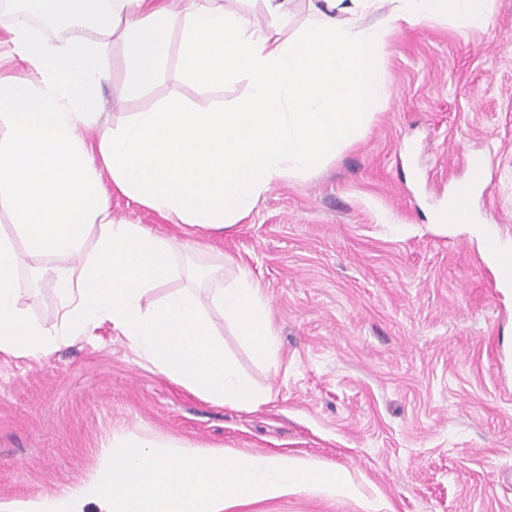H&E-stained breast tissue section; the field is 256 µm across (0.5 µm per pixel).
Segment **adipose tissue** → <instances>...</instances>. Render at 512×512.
I'll return each instance as SVG.
<instances>
[{
	"label": "adipose tissue",
	"mask_w": 512,
	"mask_h": 512,
	"mask_svg": "<svg viewBox=\"0 0 512 512\" xmlns=\"http://www.w3.org/2000/svg\"><path fill=\"white\" fill-rule=\"evenodd\" d=\"M268 20L255 27L223 0H24L12 30L20 58L37 81L0 77V207L26 244L0 237V353L43 357L49 329L17 305L26 286L23 255H68L59 276L70 338L111 321L149 368L197 395L252 409L267 394L241 376L193 298L172 294L153 310L145 293L176 274L182 243L115 219L106 190L90 173L97 160L133 202L163 218L224 230L247 216L270 185L334 158L384 100L378 64L387 23L358 28L359 13L385 0H322L323 23L282 39L288 0H264ZM405 21L447 15L463 31L491 21L494 0H417ZM45 12L83 29L70 48L33 32L27 13ZM178 33L182 83L206 89L231 73L251 80L233 111L195 110L178 98L135 113L124 126L85 132L98 116V91L110 76L108 42L124 52L123 98L156 83ZM212 302L242 343L275 356L271 308L247 269L211 272Z\"/></svg>",
	"instance_id": "1"
}]
</instances>
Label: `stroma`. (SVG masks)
I'll list each match as a JSON object with an SVG mask.
<instances>
[{
    "label": "stroma",
    "instance_id": "obj_1",
    "mask_svg": "<svg viewBox=\"0 0 512 512\" xmlns=\"http://www.w3.org/2000/svg\"><path fill=\"white\" fill-rule=\"evenodd\" d=\"M512 0H495L488 28L450 18L398 21L379 55L387 98L336 158L273 185L250 214L212 232L174 223L109 187L115 217L204 255L144 307L194 296L226 355L270 399L253 410L205 400L150 370L103 322L45 357L0 354V507L59 497L100 469L113 438L137 435L188 449L290 456L350 475L353 496L302 487L230 512H512V281L483 251L481 226L512 249ZM100 89L92 135L175 95L232 111L250 81L229 75L201 91L176 63L124 99L121 46ZM493 180L475 191L479 224L431 222L468 184L473 157ZM232 256L272 309L277 354L243 347L191 269ZM68 256L29 259L56 271ZM54 275L19 307L61 331Z\"/></svg>",
    "mask_w": 512,
    "mask_h": 512
}]
</instances>
